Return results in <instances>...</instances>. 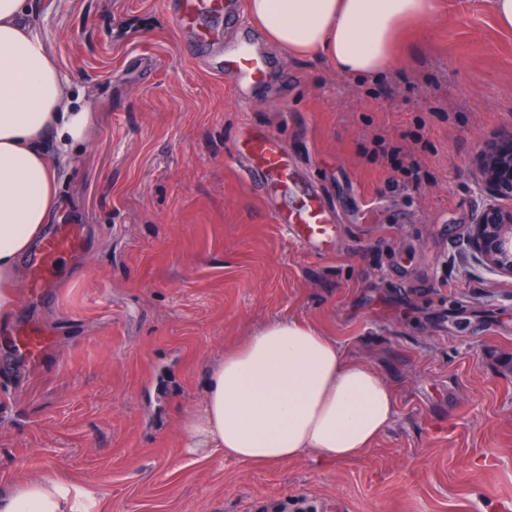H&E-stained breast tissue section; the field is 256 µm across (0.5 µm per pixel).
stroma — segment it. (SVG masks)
Masks as SVG:
<instances>
[{
  "instance_id": "obj_1",
  "label": "stroma",
  "mask_w": 512,
  "mask_h": 512,
  "mask_svg": "<svg viewBox=\"0 0 512 512\" xmlns=\"http://www.w3.org/2000/svg\"><path fill=\"white\" fill-rule=\"evenodd\" d=\"M161 2L34 0L98 105L51 218L85 225L87 255L55 299L20 282L10 317L55 344L31 369L0 341V498L46 476L92 491L94 512H512V279L468 240L491 201L477 145L512 130V30L488 0H439L363 78L270 43L288 80L242 103L232 72L184 55ZM259 132L335 208L332 253L246 178ZM379 136L415 147L420 182L383 166ZM273 319L313 325L392 388L361 459L185 454L210 368Z\"/></svg>"
}]
</instances>
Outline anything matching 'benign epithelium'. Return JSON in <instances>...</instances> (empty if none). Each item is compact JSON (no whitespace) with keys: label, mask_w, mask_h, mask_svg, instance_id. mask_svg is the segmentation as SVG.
Segmentation results:
<instances>
[{"label":"benign epithelium","mask_w":512,"mask_h":512,"mask_svg":"<svg viewBox=\"0 0 512 512\" xmlns=\"http://www.w3.org/2000/svg\"><path fill=\"white\" fill-rule=\"evenodd\" d=\"M477 184L490 196L512 198V131L482 142ZM470 243L480 258L503 277H512V207L488 204L477 214Z\"/></svg>","instance_id":"benign-epithelium-1"}]
</instances>
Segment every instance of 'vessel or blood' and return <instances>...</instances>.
I'll use <instances>...</instances> for the list:
<instances>
[{"mask_svg": "<svg viewBox=\"0 0 512 512\" xmlns=\"http://www.w3.org/2000/svg\"><path fill=\"white\" fill-rule=\"evenodd\" d=\"M243 11V0H178L172 19L176 26L195 32V41L187 48V56L194 60L210 59L211 72L216 76L222 75L225 69H232L236 76L233 91L245 101L266 80L273 63L252 34L240 35L229 42L222 40L220 25L238 24ZM247 155L250 172L260 175L268 196L279 201L286 198L293 171L280 142L270 135L255 137L247 145ZM275 216L279 223L294 225L300 243L320 251L328 249L336 215L322 203L317 190H306L299 206L288 209L279 205ZM86 244L82 225H55L26 257L30 293L38 296L58 287L67 277L68 261L82 257ZM11 339L16 353L30 364L43 363L54 343L50 334L26 323L12 327Z\"/></svg>", "mask_w": 512, "mask_h": 512, "instance_id": "b4317fda", "label": "vessel or blood"}]
</instances>
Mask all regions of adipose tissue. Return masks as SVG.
<instances>
[{
  "mask_svg": "<svg viewBox=\"0 0 512 512\" xmlns=\"http://www.w3.org/2000/svg\"><path fill=\"white\" fill-rule=\"evenodd\" d=\"M32 8L31 0H0V319L16 307L20 258L59 206V163L86 141L93 117ZM438 8V0H248L251 22L274 45L351 77L387 70L403 25ZM395 410L389 384L334 339L298 320H273L211 369L185 448L254 467L310 455L334 464L364 456ZM92 501L78 486L33 479L0 499V512H78Z\"/></svg>",
  "mask_w": 512,
  "mask_h": 512,
  "instance_id": "1",
  "label": "adipose tissue"
}]
</instances>
